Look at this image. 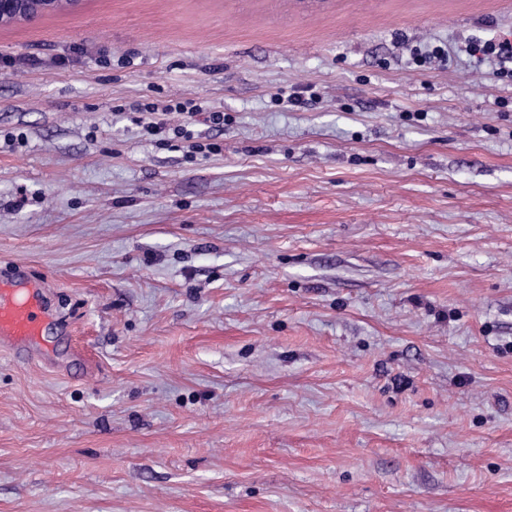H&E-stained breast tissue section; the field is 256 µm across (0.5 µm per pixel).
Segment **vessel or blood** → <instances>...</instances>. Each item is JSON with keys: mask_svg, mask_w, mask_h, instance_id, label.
<instances>
[{"mask_svg": "<svg viewBox=\"0 0 512 512\" xmlns=\"http://www.w3.org/2000/svg\"><path fill=\"white\" fill-rule=\"evenodd\" d=\"M48 312L38 288L0 281V345L17 349L41 336Z\"/></svg>", "mask_w": 512, "mask_h": 512, "instance_id": "obj_1", "label": "vessel or blood"}]
</instances>
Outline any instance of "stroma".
Wrapping results in <instances>:
<instances>
[{"label": "stroma", "mask_w": 512, "mask_h": 512, "mask_svg": "<svg viewBox=\"0 0 512 512\" xmlns=\"http://www.w3.org/2000/svg\"><path fill=\"white\" fill-rule=\"evenodd\" d=\"M494 36L512 0L0 28V279L52 315L48 356L0 347V512H512V81L464 51ZM170 98L223 112L217 152L142 137ZM412 62L418 66L423 67L427 64L435 62H443L448 58V50L440 45L421 47L415 45L410 49Z\"/></svg>", "instance_id": "stroma-1"}]
</instances>
